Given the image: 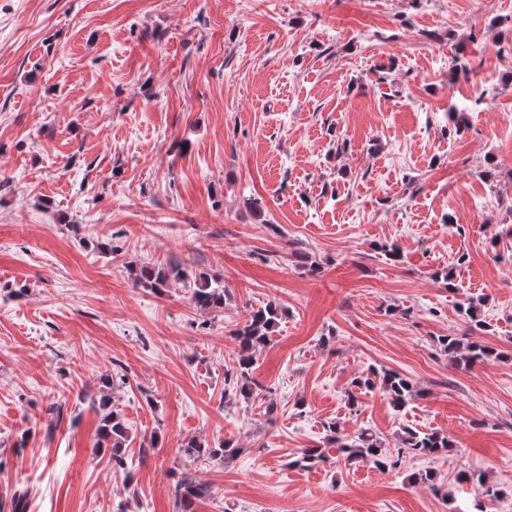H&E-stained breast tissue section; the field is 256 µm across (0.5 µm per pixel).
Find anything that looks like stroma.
<instances>
[{
	"instance_id": "1",
	"label": "stroma",
	"mask_w": 512,
	"mask_h": 512,
	"mask_svg": "<svg viewBox=\"0 0 512 512\" xmlns=\"http://www.w3.org/2000/svg\"><path fill=\"white\" fill-rule=\"evenodd\" d=\"M172 262L223 307L135 286ZM468 297L512 353V0H0V512L22 487L27 512H177L186 477L195 512H453L471 473L512 512V360L436 342ZM270 302L246 399L233 332ZM382 369L417 396L350 405ZM333 423L397 465L345 462ZM408 428L454 446L399 456ZM473 334L465 336H440L437 338L441 350L448 354L451 361L459 368L471 369L477 363L489 360L493 355L501 357L499 353L494 354L491 348H488L478 341L471 340ZM98 447L108 445L112 448V460L119 467L123 466V461L118 454L122 447L128 441V429L120 413L114 409L105 413L98 427ZM206 493L207 487L204 484L197 483L192 478H185L177 486L176 503L181 505V512H193L192 504Z\"/></svg>"
}]
</instances>
